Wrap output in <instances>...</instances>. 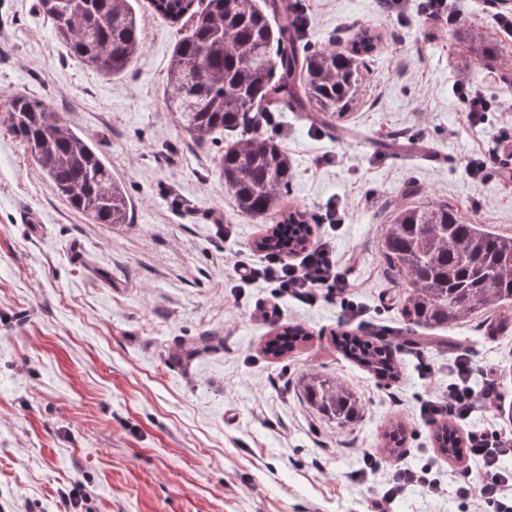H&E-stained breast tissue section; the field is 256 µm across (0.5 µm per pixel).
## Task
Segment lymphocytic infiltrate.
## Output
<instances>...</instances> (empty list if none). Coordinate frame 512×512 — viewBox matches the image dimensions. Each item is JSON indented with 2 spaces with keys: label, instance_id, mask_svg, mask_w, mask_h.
Returning a JSON list of instances; mask_svg holds the SVG:
<instances>
[{
  "label": "lymphocytic infiltrate",
  "instance_id": "f902f5d3",
  "mask_svg": "<svg viewBox=\"0 0 512 512\" xmlns=\"http://www.w3.org/2000/svg\"><path fill=\"white\" fill-rule=\"evenodd\" d=\"M240 283L260 278L268 283L274 297L311 301L320 295H335L341 300L346 319H356L360 311L350 295L348 273L336 263L330 242L321 238L303 251L291 254L264 253L253 263L236 262ZM473 363L467 351L454 360V379L446 390L436 391L419 401L415 414L426 424L445 419L463 422L482 411H489L499 397L494 377H486L481 389L470 384ZM468 459L477 461L478 469L465 468L456 477L454 494L469 512H512V472L502 468L503 460L512 459V434L488 428L468 432ZM390 478L377 489L372 512H386V507L405 489L418 487L430 496L444 493L445 487L430 465L412 467L399 463L388 466Z\"/></svg>",
  "mask_w": 512,
  "mask_h": 512
}]
</instances>
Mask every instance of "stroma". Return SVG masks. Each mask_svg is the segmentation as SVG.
<instances>
[{
  "label": "stroma",
  "instance_id": "1",
  "mask_svg": "<svg viewBox=\"0 0 512 512\" xmlns=\"http://www.w3.org/2000/svg\"><path fill=\"white\" fill-rule=\"evenodd\" d=\"M308 51L348 46L361 30L378 44L361 69L358 101L318 120L275 113L265 131L292 177L282 207L340 221L314 226L330 240L367 324L387 333L399 375L375 377L337 349V299L281 302L278 319L255 308L270 294L234 285L235 260L278 213L237 211L219 176L223 134L196 147L166 106L177 27L131 0L143 49L127 71L105 75L70 57L37 0H0V512H64L74 480L90 491L81 512H365L378 479H353L366 451L385 455L402 425L396 459L460 470L442 455L417 400L446 389L457 348L479 371L512 368V327L490 336L484 314L448 334L453 345L403 348L413 331L400 311L381 251L394 212L448 205L466 220L512 235V180L465 171L480 151L512 136V33L496 22L512 0H462L455 28L426 18L423 0L403 17L389 0H298ZM507 51L479 59L481 41ZM490 104L470 122L458 83ZM62 114L97 144L132 205L128 224H96L51 187L30 148L8 130L13 97ZM445 155L430 161L428 152ZM307 336L285 356L264 346L283 328ZM223 341L194 352L200 336ZM431 364L423 378L420 362ZM334 380L361 412L341 425L305 400L310 374ZM390 512H463L453 495L411 488Z\"/></svg>",
  "mask_w": 512,
  "mask_h": 512
}]
</instances>
